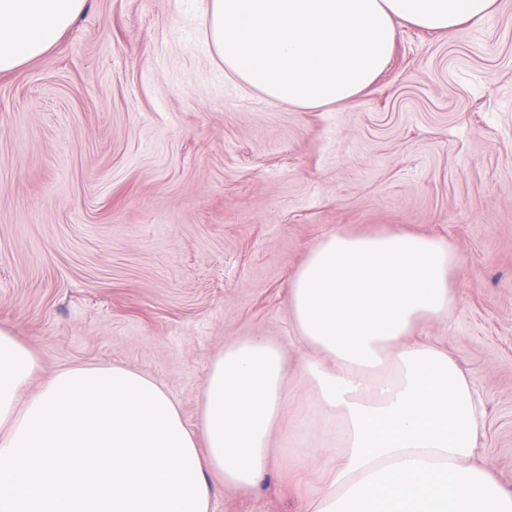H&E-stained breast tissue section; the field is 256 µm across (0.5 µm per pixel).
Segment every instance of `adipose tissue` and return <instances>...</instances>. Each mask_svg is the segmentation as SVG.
I'll list each match as a JSON object with an SVG mask.
<instances>
[{"instance_id":"obj_1","label":"adipose tissue","mask_w":512,"mask_h":512,"mask_svg":"<svg viewBox=\"0 0 512 512\" xmlns=\"http://www.w3.org/2000/svg\"><path fill=\"white\" fill-rule=\"evenodd\" d=\"M88 0H0V73L44 56ZM497 0H208L202 34L243 88L301 110L342 105L386 69L397 29L444 33L490 17ZM460 256L407 232L322 239L288 304L314 350L298 377L309 414L282 447L323 436L319 486L301 512H512L480 461L483 402L447 350L411 335L447 318ZM32 351L0 329V512H210L214 481L249 491L266 476L289 403L280 346L252 336L204 379L188 428L154 380L76 366L38 391Z\"/></svg>"}]
</instances>
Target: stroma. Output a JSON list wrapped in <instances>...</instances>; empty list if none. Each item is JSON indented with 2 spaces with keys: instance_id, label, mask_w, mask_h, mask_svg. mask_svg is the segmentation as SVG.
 Returning <instances> with one entry per match:
<instances>
[{
  "instance_id": "35a3bbf8",
  "label": "stroma",
  "mask_w": 512,
  "mask_h": 512,
  "mask_svg": "<svg viewBox=\"0 0 512 512\" xmlns=\"http://www.w3.org/2000/svg\"><path fill=\"white\" fill-rule=\"evenodd\" d=\"M207 0H88L42 58L0 74V328L39 387L76 366L152 378L196 427L224 348L308 350L288 306L324 237L407 231L462 259L425 324L485 402L484 465L512 491V0L449 33L400 27L355 100L302 111L240 91L201 39ZM316 486L274 462L217 482L211 512H297Z\"/></svg>"
}]
</instances>
